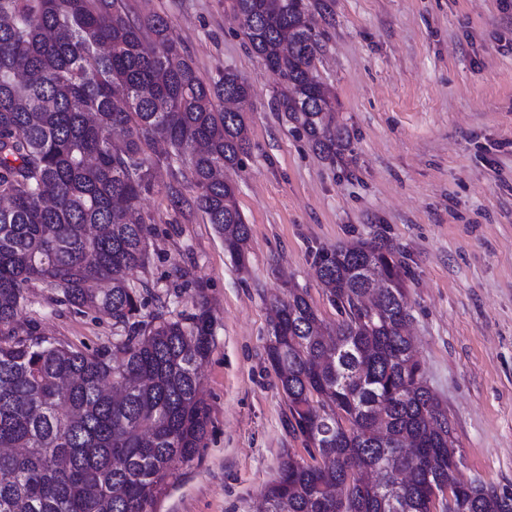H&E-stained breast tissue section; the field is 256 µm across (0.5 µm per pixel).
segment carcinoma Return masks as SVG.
<instances>
[{"mask_svg":"<svg viewBox=\"0 0 512 512\" xmlns=\"http://www.w3.org/2000/svg\"><path fill=\"white\" fill-rule=\"evenodd\" d=\"M252 50L278 78L277 110L331 162L344 148L336 97L314 61L331 0H229ZM249 84L206 82L166 19L125 0H0V512H148L205 447L200 368L213 342L205 301L145 312L150 225L133 220L158 171L245 263L236 205L249 149ZM161 140L164 155L147 149ZM317 277L339 316L325 332L306 295L275 302L267 356L288 401V456L267 512H427L425 491L455 487L454 512H512V491L458 477L448 413L426 385L406 327L407 264L384 242L319 252ZM42 288L112 318V345L80 349L23 328Z\"/></svg>","mask_w":512,"mask_h":512,"instance_id":"obj_1","label":"carcinoma"}]
</instances>
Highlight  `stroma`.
I'll use <instances>...</instances> for the list:
<instances>
[{"instance_id":"35a3bbf8","label":"stroma","mask_w":512,"mask_h":512,"mask_svg":"<svg viewBox=\"0 0 512 512\" xmlns=\"http://www.w3.org/2000/svg\"><path fill=\"white\" fill-rule=\"evenodd\" d=\"M127 3L167 19L203 80L230 68L250 86L251 152L228 173L251 227L245 267L200 213L171 208L167 173L140 206L152 293L184 314L205 299L213 316L206 446L154 512H257L282 460L304 455L266 355L272 304L304 290L335 327L315 257L375 239L409 266L410 332L448 409L461 479L512 490V0H334L316 61L348 143L332 162L278 111V78L226 0ZM32 320L80 348L112 342L107 316L40 288L19 315Z\"/></svg>"}]
</instances>
